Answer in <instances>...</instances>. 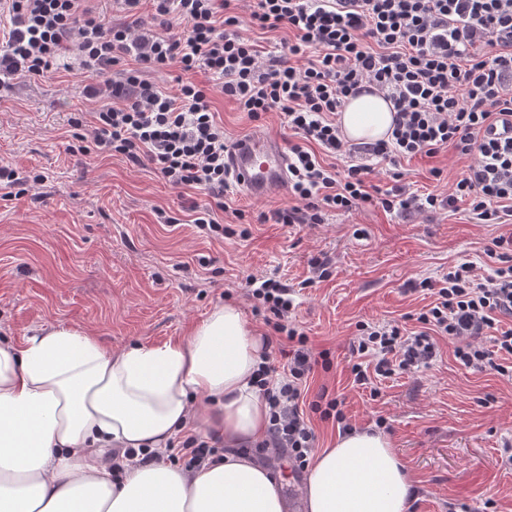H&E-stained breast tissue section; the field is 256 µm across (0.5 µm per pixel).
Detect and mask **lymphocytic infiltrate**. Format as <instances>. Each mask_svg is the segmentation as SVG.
<instances>
[{
	"label": "lymphocytic infiltrate",
	"mask_w": 512,
	"mask_h": 512,
	"mask_svg": "<svg viewBox=\"0 0 512 512\" xmlns=\"http://www.w3.org/2000/svg\"><path fill=\"white\" fill-rule=\"evenodd\" d=\"M142 0H115L125 19L106 23L84 0H0V77H43L74 59L90 77L108 75L126 57L136 65L112 81V101L92 115L100 152L148 165L172 186L207 196L192 204V221L220 239L228 229L218 212L244 219L224 197L230 183L225 164L228 141L211 109L209 91L225 97L251 118L276 112L297 138L289 147L288 173L295 205L272 211L277 224H319L326 212L362 206L384 211H427L467 200L480 224L512 221V136L489 137V130L512 123V0H253L249 24L266 33L288 31L289 39L270 57L238 33L240 0H149L161 32L135 37ZM203 72L206 84L178 82L167 90L144 78V71L170 68ZM373 88L394 110L388 139L349 143L336 122L349 97ZM470 157L467 170L448 196H415L400 186L370 184L374 164L390 166L444 148ZM348 164L336 173L324 155ZM495 239L489 257L500 265L494 276L473 266L450 268L440 283L422 280L434 292L432 306L418 316L422 328L360 324L352 351L354 382L412 373L437 354L436 336L455 339L456 359L466 367L512 368L494 353L512 357V328L494 336L495 350L482 339L497 319L512 318V254ZM265 324L284 334L292 348L276 368L263 355L254 383L270 408L262 448L287 451L305 468L316 434L307 410L344 422L337 398L320 393L303 409L305 389L319 360L308 338L290 322L287 288L265 280L255 291ZM221 440L189 433L169 443L170 460L190 470L217 461Z\"/></svg>",
	"instance_id": "obj_1"
}]
</instances>
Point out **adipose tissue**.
I'll return each instance as SVG.
<instances>
[{
  "label": "adipose tissue",
  "mask_w": 512,
  "mask_h": 512,
  "mask_svg": "<svg viewBox=\"0 0 512 512\" xmlns=\"http://www.w3.org/2000/svg\"><path fill=\"white\" fill-rule=\"evenodd\" d=\"M378 94L349 98L347 140L384 139ZM263 352L239 307L214 309L186 337L118 352L76 328L46 325L0 343V512H285L274 475L235 449L261 441L269 407L254 385ZM197 419L229 452L188 471L163 461L113 474L97 451L163 448ZM409 471L383 434L353 430L320 450L304 512H408Z\"/></svg>",
  "instance_id": "adipose-tissue-1"
}]
</instances>
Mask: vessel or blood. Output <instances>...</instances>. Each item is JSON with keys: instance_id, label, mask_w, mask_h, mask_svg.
<instances>
[{"instance_id": "1", "label": "vessel or blood", "mask_w": 512, "mask_h": 512, "mask_svg": "<svg viewBox=\"0 0 512 512\" xmlns=\"http://www.w3.org/2000/svg\"><path fill=\"white\" fill-rule=\"evenodd\" d=\"M226 164L238 187L252 198L265 199L288 190L289 157L275 137L252 133L239 138Z\"/></svg>"}]
</instances>
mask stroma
<instances>
[{
  "label": "stroma",
  "instance_id": "stroma-1",
  "mask_svg": "<svg viewBox=\"0 0 512 512\" xmlns=\"http://www.w3.org/2000/svg\"><path fill=\"white\" fill-rule=\"evenodd\" d=\"M87 83L74 67L0 87V166L43 176L22 194L0 185V338L19 344L52 323L86 330L116 351L186 336L232 302L275 345L281 337L254 314L246 279L278 280L290 291L293 325L314 351L330 353V367L308 379V401L327 390L353 428L389 435L414 480L410 512H512V469L500 463L512 442V378L462 366L454 341L441 336L429 367L370 390L353 382L350 348L361 323L414 328L413 314L433 298L411 284L465 262L491 274L498 262L486 250L512 235V223H473L459 202L433 213L362 208L327 213L320 224H277L271 211L293 205L292 197L254 199L233 186L228 196L245 212L247 236L205 238L181 221L194 191L95 153L92 127L70 125L74 114L111 101L105 90L85 96ZM211 100L229 139L258 129L293 138L278 113L251 119L217 88ZM469 163L448 148L419 155L401 161L397 182L444 196ZM159 208L174 223H158ZM251 456L280 480L284 497L304 490L308 473L287 455L255 448Z\"/></svg>",
  "mask_w": 512,
  "mask_h": 512
}]
</instances>
